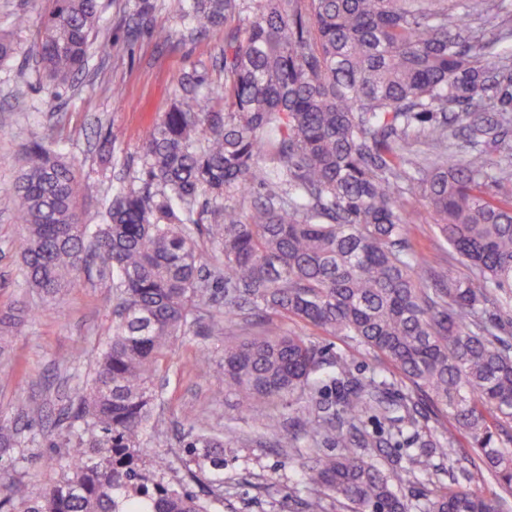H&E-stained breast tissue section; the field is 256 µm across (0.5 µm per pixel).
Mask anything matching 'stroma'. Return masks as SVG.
<instances>
[{"label":"stroma","instance_id":"obj_1","mask_svg":"<svg viewBox=\"0 0 512 512\" xmlns=\"http://www.w3.org/2000/svg\"><path fill=\"white\" fill-rule=\"evenodd\" d=\"M100 3L99 35L111 39L112 53L91 56L87 70L59 89L27 54L53 0H0V30L9 31L19 47L12 60L0 64V314L17 321L0 351V418L19 420L32 407L46 416L37 432L26 434L27 459L14 468L15 477L35 494L61 476L59 468L39 466L38 460L67 457L66 428L56 419L83 390L112 332L115 301L111 278L94 268L61 295L57 309L33 313L39 299L21 272L25 233L4 190L13 183L32 134L42 133L47 147L75 160L82 185L77 207L100 223L113 193L138 176L142 139L152 118L168 109L181 76L198 70L212 87L224 86L219 59L225 28L190 34L181 23L178 0H154V25L169 30L171 39L159 41L148 32L130 39L125 19L131 0ZM406 208L412 244L452 275L466 276L464 265L449 261L423 203L411 198ZM262 323L259 317L247 323L223 319L204 335L174 342L161 368L155 408L163 435L145 432L137 450L149 480L181 482L197 493L216 488L223 512H302L311 488L304 468L308 444L291 426L296 406H278L276 426L266 427L262 414H239L222 378L195 367L203 358L220 361L225 344L258 333ZM283 327L305 336L326 359L346 358L356 376L370 375L378 363L372 351L344 337L297 320L284 321ZM201 422L227 438L222 470L197 467L181 446L183 435ZM159 454L171 462L167 472L153 466Z\"/></svg>","mask_w":512,"mask_h":512}]
</instances>
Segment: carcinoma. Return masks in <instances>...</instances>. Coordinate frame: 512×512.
<instances>
[{"label": "carcinoma", "instance_id": "carcinoma-1", "mask_svg": "<svg viewBox=\"0 0 512 512\" xmlns=\"http://www.w3.org/2000/svg\"><path fill=\"white\" fill-rule=\"evenodd\" d=\"M492 0H180L183 23L224 33V105L193 71L170 108L146 131L138 180L112 197L102 222L76 207L73 164L35 133L7 191L25 226L23 275L53 300L78 284L91 261L112 275L119 320L69 419V476L33 495L9 477L24 444L0 425V512H211L178 484L148 483L135 448L153 419V380L171 344L200 334L202 310L224 298V315L268 313L344 336L379 357L367 379L343 358L326 361L305 337L269 323L224 347L216 373L241 413L312 394L327 379L334 407L308 399L295 423L336 455L307 466L304 512H324L333 494L352 512H408L393 489L420 473L434 484L439 459L453 469L462 448L500 492L456 481L424 488L418 512H512V448L499 439L512 421V195L497 198L486 144L512 126V36ZM153 0H134L127 33L153 30ZM486 18L497 33L470 34ZM98 0H55L30 49L64 86L82 73L100 28ZM469 149L457 154L455 127ZM431 153L417 161L414 133ZM270 155L274 166L260 165ZM266 189L250 200L255 186ZM431 209L448 255L469 275L451 276L409 239L404 194ZM211 205L206 234L220 255L213 272L192 225ZM404 389L387 391L388 368ZM381 415L413 432L409 464L385 473L368 460L382 441L366 420ZM448 417V437L421 434L427 415ZM214 452L224 440L203 424L182 441Z\"/></svg>", "mask_w": 512, "mask_h": 512}]
</instances>
